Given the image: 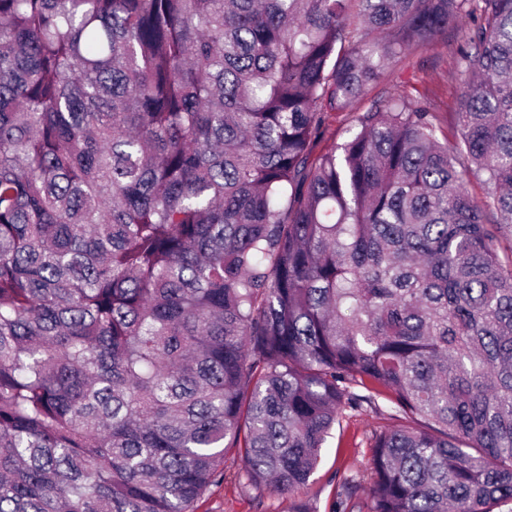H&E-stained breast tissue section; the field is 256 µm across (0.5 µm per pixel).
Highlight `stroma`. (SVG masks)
<instances>
[{
  "label": "stroma",
  "mask_w": 512,
  "mask_h": 512,
  "mask_svg": "<svg viewBox=\"0 0 512 512\" xmlns=\"http://www.w3.org/2000/svg\"><path fill=\"white\" fill-rule=\"evenodd\" d=\"M457 48L454 33L448 32L431 47L407 50L386 69L377 93L389 97L425 93L437 106L441 127L449 128L465 92L456 71ZM400 422V417L386 407L349 413L333 430L309 484L291 497L244 484L238 475L239 460L227 456L223 481L208 488L194 503V512H290L297 501L311 504L317 512H331L342 480L350 476L358 482L350 501L353 512H368L367 494L373 480L372 437Z\"/></svg>",
  "instance_id": "obj_1"
}]
</instances>
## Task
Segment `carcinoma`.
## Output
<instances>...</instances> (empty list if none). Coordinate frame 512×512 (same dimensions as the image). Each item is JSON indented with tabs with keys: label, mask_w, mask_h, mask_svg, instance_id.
Masks as SVG:
<instances>
[{
	"label": "carcinoma",
	"mask_w": 512,
	"mask_h": 512,
	"mask_svg": "<svg viewBox=\"0 0 512 512\" xmlns=\"http://www.w3.org/2000/svg\"><path fill=\"white\" fill-rule=\"evenodd\" d=\"M450 27L453 141L358 111ZM505 229L512 0H0V512L290 496L381 389L370 512L512 504ZM351 121V116H345V114H340L336 116V119H332L324 135L317 142L316 152H325L331 147L343 143L350 135L347 130L352 124Z\"/></svg>",
	"instance_id": "obj_1"
}]
</instances>
